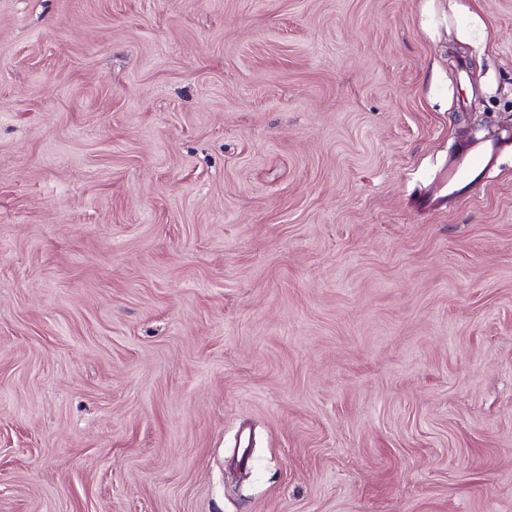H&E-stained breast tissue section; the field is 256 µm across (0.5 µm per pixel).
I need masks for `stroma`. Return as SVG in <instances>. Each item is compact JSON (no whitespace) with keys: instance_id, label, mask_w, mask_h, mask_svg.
<instances>
[{"instance_id":"35a3bbf8","label":"stroma","mask_w":512,"mask_h":512,"mask_svg":"<svg viewBox=\"0 0 512 512\" xmlns=\"http://www.w3.org/2000/svg\"><path fill=\"white\" fill-rule=\"evenodd\" d=\"M0 512H512V0H0ZM495 148L493 143L469 144L448 163V184L456 187L450 195L456 196L484 172Z\"/></svg>"}]
</instances>
